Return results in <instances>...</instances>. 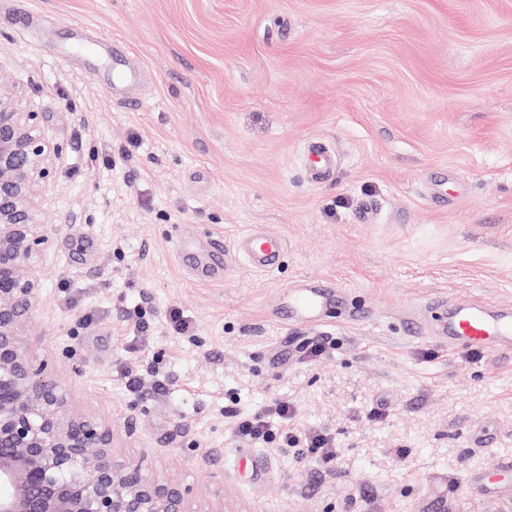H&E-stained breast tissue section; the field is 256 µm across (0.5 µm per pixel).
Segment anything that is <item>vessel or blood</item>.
Returning a JSON list of instances; mask_svg holds the SVG:
<instances>
[{"label": "vessel or blood", "mask_w": 512, "mask_h": 512, "mask_svg": "<svg viewBox=\"0 0 512 512\" xmlns=\"http://www.w3.org/2000/svg\"><path fill=\"white\" fill-rule=\"evenodd\" d=\"M309 153L313 171L318 178H325L335 164L333 153L322 144H313ZM237 247L252 269L272 271L285 251V241L273 232L248 231L242 234ZM225 263L222 238L210 242L209 252L195 260L194 266L200 277L208 278L221 269ZM339 290L325 280L309 281L300 288L283 294L277 304L279 311L285 312L289 320L317 322L321 312L335 304ZM425 309L441 307L448 310V323L440 327V335L446 336L450 348L478 347L491 352L512 350V306H499L485 301L446 300L436 296L424 303ZM512 486V463L504 460L492 461L479 479V490L495 491Z\"/></svg>", "instance_id": "1"}]
</instances>
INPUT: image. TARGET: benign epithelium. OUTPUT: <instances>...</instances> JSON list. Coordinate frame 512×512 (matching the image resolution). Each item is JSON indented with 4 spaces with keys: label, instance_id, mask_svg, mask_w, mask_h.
<instances>
[{
    "label": "benign epithelium",
    "instance_id": "obj_1",
    "mask_svg": "<svg viewBox=\"0 0 512 512\" xmlns=\"http://www.w3.org/2000/svg\"><path fill=\"white\" fill-rule=\"evenodd\" d=\"M36 119L0 82V512H224V480L195 511L192 487L120 457L112 422L78 413L32 350L50 233L37 198L57 158Z\"/></svg>",
    "mask_w": 512,
    "mask_h": 512
}]
</instances>
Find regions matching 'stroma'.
I'll use <instances>...</instances> for the list:
<instances>
[{"instance_id": "obj_1", "label": "stroma", "mask_w": 512, "mask_h": 512, "mask_svg": "<svg viewBox=\"0 0 512 512\" xmlns=\"http://www.w3.org/2000/svg\"><path fill=\"white\" fill-rule=\"evenodd\" d=\"M116 53L140 72L117 96ZM0 81L59 148L30 342L121 454L223 476L227 512H512L472 481L512 459V352L403 316L512 304V0H0ZM255 225L286 242L273 272L234 254ZM179 237L222 238L228 271L197 280ZM322 279L344 290L325 325L279 318L278 292ZM308 338L321 356L289 355ZM274 399L339 462L236 437L232 413ZM309 154L313 160L314 174L318 179L325 178L335 164L334 154L320 143H314L309 147Z\"/></svg>"}]
</instances>
